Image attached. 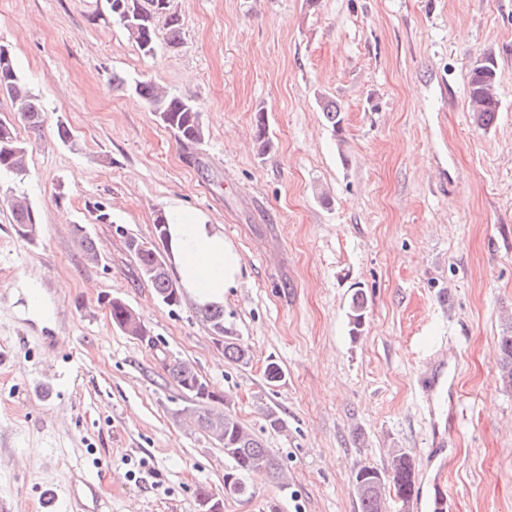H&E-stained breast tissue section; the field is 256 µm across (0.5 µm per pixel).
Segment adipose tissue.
Returning <instances> with one entry per match:
<instances>
[{"label":"adipose tissue","mask_w":512,"mask_h":512,"mask_svg":"<svg viewBox=\"0 0 512 512\" xmlns=\"http://www.w3.org/2000/svg\"><path fill=\"white\" fill-rule=\"evenodd\" d=\"M168 234L171 265L188 297L204 310L223 306L230 290L242 284V258L221 225L176 207Z\"/></svg>","instance_id":"obj_1"}]
</instances>
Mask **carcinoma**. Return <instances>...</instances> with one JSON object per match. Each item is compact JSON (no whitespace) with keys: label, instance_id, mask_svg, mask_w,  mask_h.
I'll list each match as a JSON object with an SVG mask.
<instances>
[{"label":"carcinoma","instance_id":"carcinoma-1","mask_svg":"<svg viewBox=\"0 0 512 512\" xmlns=\"http://www.w3.org/2000/svg\"><path fill=\"white\" fill-rule=\"evenodd\" d=\"M127 10L122 13L111 12L115 19L129 34L140 50L151 53L155 50V30L158 21H164L168 30V45L178 48L182 44L179 15L171 11L170 0H126ZM497 76V64L490 56L477 59L469 71V109L474 122L482 129L490 128L496 119L499 102L494 92ZM134 91L143 98L162 126L170 130L185 147L196 146L205 136L201 112L189 100L171 94L166 88L151 81L135 83ZM0 95L12 102L16 114L15 121L0 119V176L8 177L18 183L28 174V144L19 139L15 123L38 130L47 122L41 100L35 95L26 79L18 72L11 49L0 44ZM322 112L332 128L338 129L342 123V111L333 100L323 102ZM256 141L258 148L266 152L272 148L268 136L264 110L255 113ZM12 222L16 233L32 240L38 233L39 222L26 193L16 188L11 190L9 199ZM167 224L165 213L157 214L154 228L155 241L129 249L134 257L141 279L154 289L156 296L165 304L177 306L181 303V288L169 275L168 268L161 266L158 257L161 247L167 246ZM79 244L90 261L100 257L96 241L88 235L81 225L75 226ZM112 322L131 336L148 335L145 325L140 322L136 312L124 301L110 298L106 301ZM366 301L361 290H356L348 306L350 334L356 336L364 324ZM502 352V370L504 377L512 382V324L508 325L499 338ZM224 356L237 364L249 361L248 350L233 341L224 342ZM168 378L186 395L190 394L193 383L199 374L188 363L174 359L165 365ZM224 402L223 396L212 392V397L202 404L192 407L198 426L211 433L213 423L220 424L224 441V456L231 465L224 476L232 475L238 481L243 495L251 494L247 476L253 472L271 473L278 470L279 463L270 449L255 436L246 431L242 423L232 414L219 410ZM374 483L393 489L401 502H409L416 494V476L413 459L400 450L391 457L390 470L386 473L363 464L353 472V482ZM361 512H383L381 497L378 494H357Z\"/></svg>","mask_w":512,"mask_h":512}]
</instances>
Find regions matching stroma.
<instances>
[{"instance_id":"35a3bbf8","label":"stroma","mask_w":512,"mask_h":512,"mask_svg":"<svg viewBox=\"0 0 512 512\" xmlns=\"http://www.w3.org/2000/svg\"><path fill=\"white\" fill-rule=\"evenodd\" d=\"M182 44L158 27L144 54L105 0H0V43L41 98L22 185L36 242L0 205V500L11 512H360L358 464L400 449L416 486L443 474L457 512H512V383L498 346L512 317V0H170ZM497 62L499 111L469 112L474 58ZM123 76L127 87L112 83ZM151 80L197 106L203 141L181 145L132 85ZM343 110L341 131L320 98ZM274 141L259 153L254 114ZM76 135L65 145L56 123ZM177 205L224 228L244 284L224 332L189 299L171 307L140 280L126 240H152ZM100 248L80 249L75 225ZM38 285L44 313L28 312ZM366 299L359 335L347 311ZM125 301L150 332L112 321ZM250 355L236 364L219 336ZM464 398L446 458L418 380L433 348ZM180 359L230 403L288 475L224 494L220 445L174 418L191 400L167 379ZM282 380L268 384V362ZM282 420L270 428L266 411Z\"/></svg>"}]
</instances>
